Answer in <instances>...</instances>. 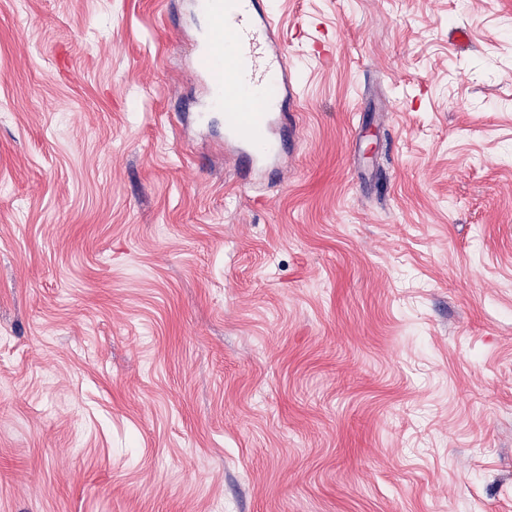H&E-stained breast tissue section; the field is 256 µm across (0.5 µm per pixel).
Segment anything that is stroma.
<instances>
[{"label": "stroma", "mask_w": 512, "mask_h": 512, "mask_svg": "<svg viewBox=\"0 0 512 512\" xmlns=\"http://www.w3.org/2000/svg\"><path fill=\"white\" fill-rule=\"evenodd\" d=\"M192 3L0 0V512H512V0H274L251 182Z\"/></svg>", "instance_id": "35a3bbf8"}]
</instances>
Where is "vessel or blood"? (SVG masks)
I'll list each match as a JSON object with an SVG mask.
<instances>
[{"label": "vessel or blood", "instance_id": "obj_1", "mask_svg": "<svg viewBox=\"0 0 512 512\" xmlns=\"http://www.w3.org/2000/svg\"><path fill=\"white\" fill-rule=\"evenodd\" d=\"M207 27L196 45L194 68L209 83L198 113L209 122L224 115V146L254 170L278 162L285 147L283 125L294 94L287 53L272 40L277 17L272 0H195Z\"/></svg>", "mask_w": 512, "mask_h": 512}]
</instances>
